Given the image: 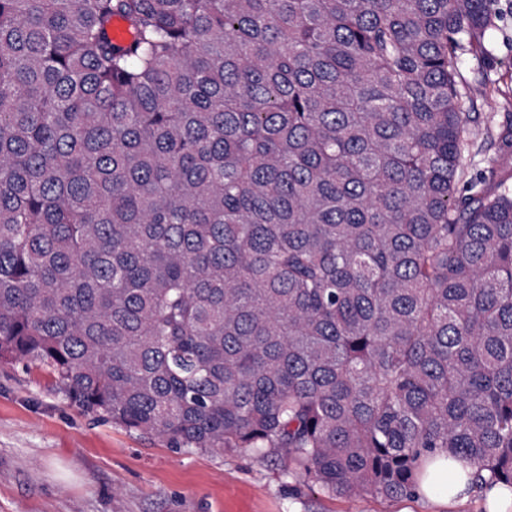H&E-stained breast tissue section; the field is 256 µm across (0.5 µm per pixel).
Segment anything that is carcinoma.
<instances>
[{
  "instance_id": "cac0c4a2",
  "label": "carcinoma",
  "mask_w": 512,
  "mask_h": 512,
  "mask_svg": "<svg viewBox=\"0 0 512 512\" xmlns=\"http://www.w3.org/2000/svg\"><path fill=\"white\" fill-rule=\"evenodd\" d=\"M496 2L0 0V362L336 496L512 490V185H457Z\"/></svg>"
}]
</instances>
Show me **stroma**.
I'll return each instance as SVG.
<instances>
[{"label":"stroma","instance_id":"stroma-1","mask_svg":"<svg viewBox=\"0 0 512 512\" xmlns=\"http://www.w3.org/2000/svg\"><path fill=\"white\" fill-rule=\"evenodd\" d=\"M484 53L463 52L457 88L469 152L462 184L489 161L512 177L496 135L512 113V0ZM0 512H441L432 502L338 497L288 472L278 455L185 450L85 412L48 371L0 363Z\"/></svg>","mask_w":512,"mask_h":512}]
</instances>
